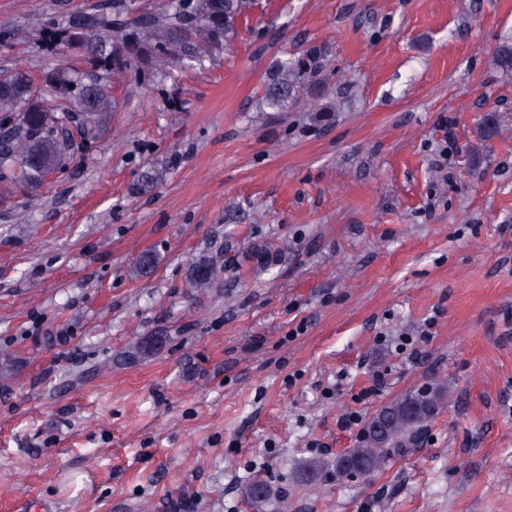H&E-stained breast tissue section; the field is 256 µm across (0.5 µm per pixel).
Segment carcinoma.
Returning a JSON list of instances; mask_svg holds the SVG:
<instances>
[{"label":"carcinoma","mask_w":512,"mask_h":512,"mask_svg":"<svg viewBox=\"0 0 512 512\" xmlns=\"http://www.w3.org/2000/svg\"><path fill=\"white\" fill-rule=\"evenodd\" d=\"M246 0H175L173 11L158 15L134 14L112 3V12L80 15L68 20L50 41L79 48L84 65L59 67L42 75L43 97L33 98L32 79L22 70L0 74V106L18 114L0 118V182L37 188L59 170L77 144L96 137L99 119L116 101L104 74L125 72L146 58L199 60L231 44L237 37L236 21ZM306 66L284 61L271 75L267 98L277 108L296 96ZM444 391L431 387L404 395L384 407V418L370 420L362 445L336 460V474L352 477L378 471L389 447L406 436L441 405ZM244 494L256 512L274 496L271 486L254 481Z\"/></svg>","instance_id":"carcinoma-1"}]
</instances>
